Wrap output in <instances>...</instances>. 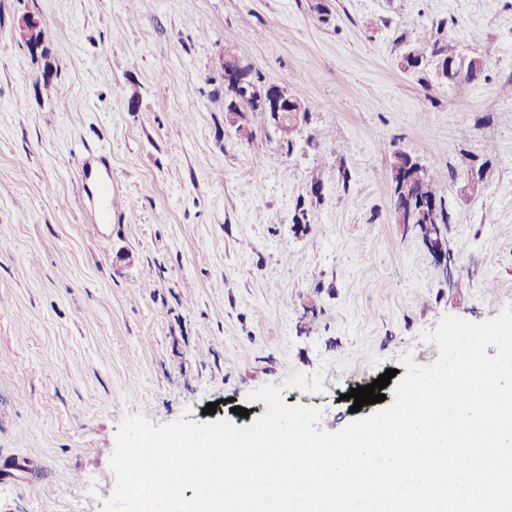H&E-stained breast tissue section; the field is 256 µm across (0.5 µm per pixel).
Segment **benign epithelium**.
Returning <instances> with one entry per match:
<instances>
[{
    "mask_svg": "<svg viewBox=\"0 0 512 512\" xmlns=\"http://www.w3.org/2000/svg\"><path fill=\"white\" fill-rule=\"evenodd\" d=\"M45 25L42 16L34 12L21 15L14 26L17 39L24 43L34 54L41 52L42 45L38 34ZM224 79V98L231 99L234 107L225 110L224 124L234 128L239 123L249 119L253 112L251 104H257L264 112L265 124L277 130L288 127L297 128L306 108L303 101L291 93L285 85H265L251 79V71L242 66L240 61L228 57L222 58ZM425 169L409 155L397 152L394 154V164L391 168V181L423 183ZM393 208L399 224H414L436 222L437 204L431 198L422 197L418 204H403L398 198H393ZM430 252L440 262H448V242L442 235H437L427 241Z\"/></svg>",
    "mask_w": 512,
    "mask_h": 512,
    "instance_id": "1",
    "label": "benign epithelium"
}]
</instances>
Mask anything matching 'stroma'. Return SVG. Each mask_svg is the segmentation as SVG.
Returning <instances> with one entry per match:
<instances>
[{
    "label": "stroma",
    "mask_w": 512,
    "mask_h": 512,
    "mask_svg": "<svg viewBox=\"0 0 512 512\" xmlns=\"http://www.w3.org/2000/svg\"><path fill=\"white\" fill-rule=\"evenodd\" d=\"M31 10L50 59L14 36ZM228 44L300 94L291 139L225 127ZM448 56L483 71L445 79ZM90 147L111 169L83 189ZM397 151L448 177L449 266L396 220ZM107 183L122 205L92 222ZM510 304L512 0H331L324 23L309 0H0V512H101L125 416L249 425L294 371L324 390L285 404L340 430L376 410L350 389L438 358L422 333Z\"/></svg>",
    "instance_id": "1"
}]
</instances>
